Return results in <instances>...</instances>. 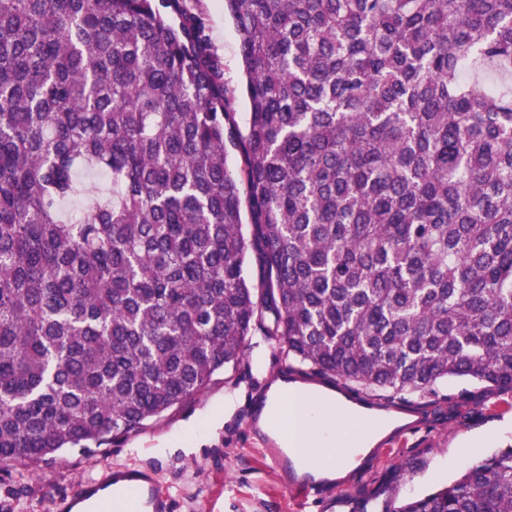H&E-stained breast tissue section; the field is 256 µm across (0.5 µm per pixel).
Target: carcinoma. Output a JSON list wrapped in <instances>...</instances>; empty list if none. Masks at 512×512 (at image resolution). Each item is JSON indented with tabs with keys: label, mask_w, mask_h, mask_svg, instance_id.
<instances>
[{
	"label": "carcinoma",
	"mask_w": 512,
	"mask_h": 512,
	"mask_svg": "<svg viewBox=\"0 0 512 512\" xmlns=\"http://www.w3.org/2000/svg\"><path fill=\"white\" fill-rule=\"evenodd\" d=\"M224 10L243 129L184 0H0V463L111 447L258 331L355 391L512 390V0ZM384 512H512V446Z\"/></svg>",
	"instance_id": "carcinoma-1"
}]
</instances>
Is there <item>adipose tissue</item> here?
I'll return each mask as SVG.
<instances>
[{
  "label": "adipose tissue",
  "mask_w": 512,
  "mask_h": 512,
  "mask_svg": "<svg viewBox=\"0 0 512 512\" xmlns=\"http://www.w3.org/2000/svg\"><path fill=\"white\" fill-rule=\"evenodd\" d=\"M269 396L282 398L288 406L296 423L288 445L302 449L298 466L318 479H345L392 429L388 422L364 427L342 397L309 394L301 385L291 388L272 380Z\"/></svg>",
  "instance_id": "1"
}]
</instances>
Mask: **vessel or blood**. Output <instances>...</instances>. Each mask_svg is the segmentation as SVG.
Segmentation results:
<instances>
[{"mask_svg":"<svg viewBox=\"0 0 512 512\" xmlns=\"http://www.w3.org/2000/svg\"><path fill=\"white\" fill-rule=\"evenodd\" d=\"M262 450L283 484L292 487L300 502L319 498L322 483L295 475L292 458L277 437L265 435ZM126 490L133 500L134 512H172V498L159 485L153 471L131 463L112 467L99 476L85 478L70 493L57 498L56 512H106L114 490Z\"/></svg>","mask_w":512,"mask_h":512,"instance_id":"vessel-or-blood-1","label":"vessel or blood"}]
</instances>
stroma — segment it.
<instances>
[{
    "mask_svg": "<svg viewBox=\"0 0 512 512\" xmlns=\"http://www.w3.org/2000/svg\"><path fill=\"white\" fill-rule=\"evenodd\" d=\"M186 3L203 18L210 50L235 97L237 120L246 123L239 38L224 0ZM287 370L273 343L249 338L236 367L216 373L203 393L111 447L90 454L68 450L48 465L8 467L0 473V512H54L59 494L126 462V448L136 444L150 449L143 462L161 487L176 490L174 512H383L385 506L452 482L474 462L512 446V392L452 380L436 394L416 399L422 421L416 434L375 448L347 479L324 487L320 499L300 508L249 436L245 421L269 380ZM478 433L485 434L484 443L461 451L460 440Z\"/></svg>",
    "mask_w": 512,
    "mask_h": 512,
    "instance_id": "stroma-1",
    "label": "stroma"
}]
</instances>
